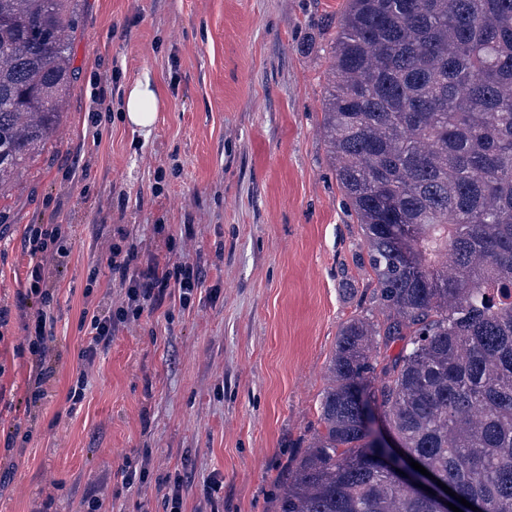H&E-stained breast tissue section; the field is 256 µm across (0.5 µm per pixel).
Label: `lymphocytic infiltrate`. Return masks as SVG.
<instances>
[{"instance_id": "f902f5d3", "label": "lymphocytic infiltrate", "mask_w": 512, "mask_h": 512, "mask_svg": "<svg viewBox=\"0 0 512 512\" xmlns=\"http://www.w3.org/2000/svg\"><path fill=\"white\" fill-rule=\"evenodd\" d=\"M68 240L67 225H27L23 236L28 256L26 287L19 292L14 308L0 307V328L7 326L15 315L25 333L19 352L28 356L33 366L28 390L35 402L45 394L44 385L50 375L47 359L55 341L51 312L54 292L48 284L47 271L67 252ZM106 254L112 290L119 304L104 313L92 300L84 302L79 328L85 339L77 355V377L67 393L68 402L74 404L83 400L87 378L99 353L111 343L119 327L158 311L168 300L178 301L181 309H189L204 284L202 271L194 262H174L158 253L143 256L135 248L124 247L118 239L112 240Z\"/></svg>"}]
</instances>
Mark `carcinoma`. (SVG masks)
Here are the masks:
<instances>
[{
  "mask_svg": "<svg viewBox=\"0 0 512 512\" xmlns=\"http://www.w3.org/2000/svg\"><path fill=\"white\" fill-rule=\"evenodd\" d=\"M78 2L0 0V198L65 112ZM333 50L322 133L381 317L341 328L276 512H441L379 466L366 410L512 512V0H346Z\"/></svg>",
  "mask_w": 512,
  "mask_h": 512,
  "instance_id": "obj_1",
  "label": "carcinoma"
}]
</instances>
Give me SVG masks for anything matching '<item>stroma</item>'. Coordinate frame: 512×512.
<instances>
[{
    "label": "stroma",
    "mask_w": 512,
    "mask_h": 512,
    "mask_svg": "<svg viewBox=\"0 0 512 512\" xmlns=\"http://www.w3.org/2000/svg\"><path fill=\"white\" fill-rule=\"evenodd\" d=\"M345 0H80L76 79L57 134L0 199V306H14L29 224L70 227L55 289L54 374L26 400L31 363L10 324L0 341V512H163L160 484L185 478L184 508L271 512L306 449L341 326L378 314L359 224L321 134L336 19ZM150 77V134L122 119L127 85ZM203 269L216 298L120 328L70 405L78 328L92 299L112 306L105 243ZM29 442L7 447L13 430ZM149 451L146 482L124 458ZM53 498L43 510L45 498Z\"/></svg>",
    "instance_id": "obj_1"
}]
</instances>
